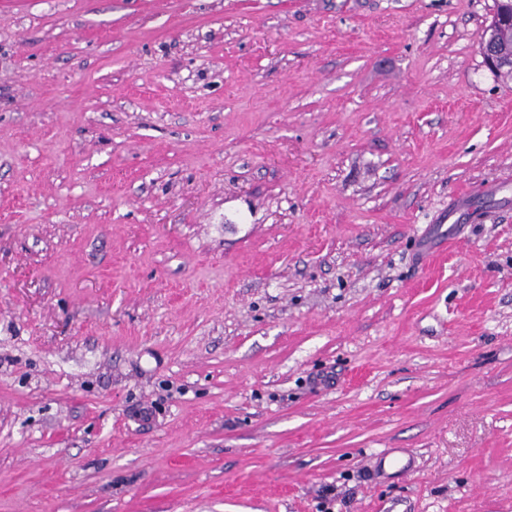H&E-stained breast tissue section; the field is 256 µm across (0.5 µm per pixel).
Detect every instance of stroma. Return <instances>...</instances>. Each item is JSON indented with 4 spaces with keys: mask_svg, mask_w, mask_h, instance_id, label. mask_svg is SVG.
<instances>
[{
    "mask_svg": "<svg viewBox=\"0 0 512 512\" xmlns=\"http://www.w3.org/2000/svg\"><path fill=\"white\" fill-rule=\"evenodd\" d=\"M493 12L0 0V512H512Z\"/></svg>",
    "mask_w": 512,
    "mask_h": 512,
    "instance_id": "stroma-1",
    "label": "stroma"
}]
</instances>
